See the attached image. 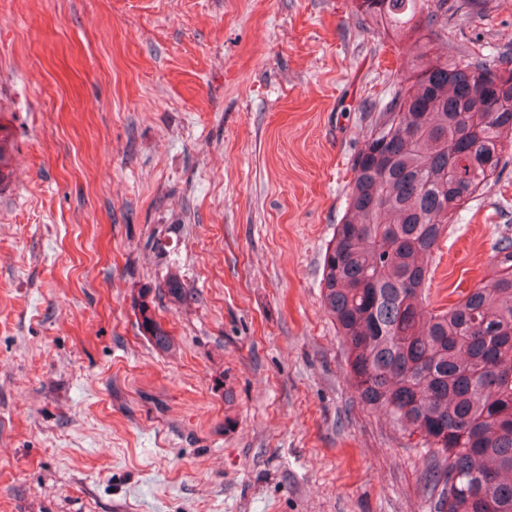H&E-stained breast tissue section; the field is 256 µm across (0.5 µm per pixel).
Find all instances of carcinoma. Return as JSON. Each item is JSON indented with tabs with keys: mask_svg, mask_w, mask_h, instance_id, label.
I'll list each match as a JSON object with an SVG mask.
<instances>
[{
	"mask_svg": "<svg viewBox=\"0 0 512 512\" xmlns=\"http://www.w3.org/2000/svg\"><path fill=\"white\" fill-rule=\"evenodd\" d=\"M354 2L373 25L414 37L417 52L354 160L324 256V304L359 400L423 441L431 512H512V244L490 279L446 309L422 307L434 249L512 146V68L471 54L448 62V0ZM475 94L489 107H472ZM156 291L172 303L187 295L176 277ZM150 294L138 327L168 352Z\"/></svg>",
	"mask_w": 512,
	"mask_h": 512,
	"instance_id": "1",
	"label": "carcinoma"
}]
</instances>
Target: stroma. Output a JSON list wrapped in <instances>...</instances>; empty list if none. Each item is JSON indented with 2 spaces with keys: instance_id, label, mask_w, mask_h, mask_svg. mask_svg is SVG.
<instances>
[{
  "instance_id": "1",
  "label": "stroma",
  "mask_w": 512,
  "mask_h": 512,
  "mask_svg": "<svg viewBox=\"0 0 512 512\" xmlns=\"http://www.w3.org/2000/svg\"><path fill=\"white\" fill-rule=\"evenodd\" d=\"M403 50L353 0H0V512H429L321 300ZM467 51L512 60V0H448ZM504 158L432 308L512 244ZM171 276L162 353L136 305Z\"/></svg>"
}]
</instances>
